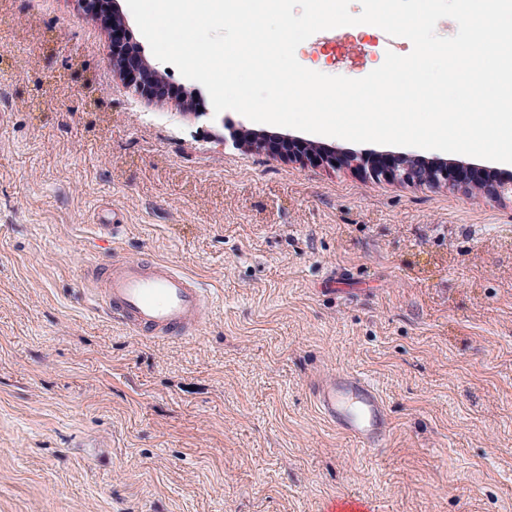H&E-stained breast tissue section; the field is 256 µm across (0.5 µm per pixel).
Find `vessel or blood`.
Returning <instances> with one entry per match:
<instances>
[{
    "label": "vessel or blood",
    "mask_w": 512,
    "mask_h": 512,
    "mask_svg": "<svg viewBox=\"0 0 512 512\" xmlns=\"http://www.w3.org/2000/svg\"><path fill=\"white\" fill-rule=\"evenodd\" d=\"M84 280L95 284L113 320L135 335L183 339L195 334L208 302L204 288L165 262L113 259L107 267L86 265ZM311 395L323 419L358 446L383 448L389 416L378 389L366 378L337 371L313 381Z\"/></svg>",
    "instance_id": "1"
}]
</instances>
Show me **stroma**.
<instances>
[{"label": "stroma", "instance_id": "35a3bbf8", "mask_svg": "<svg viewBox=\"0 0 512 512\" xmlns=\"http://www.w3.org/2000/svg\"><path fill=\"white\" fill-rule=\"evenodd\" d=\"M372 31L306 68L361 78ZM76 0H0V512H512V202L236 148L112 71ZM124 218L108 246L105 211ZM155 258L210 300L146 340L81 271ZM369 378V450L309 393Z\"/></svg>", "mask_w": 512, "mask_h": 512}]
</instances>
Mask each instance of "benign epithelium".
<instances>
[{"mask_svg":"<svg viewBox=\"0 0 512 512\" xmlns=\"http://www.w3.org/2000/svg\"><path fill=\"white\" fill-rule=\"evenodd\" d=\"M84 11L100 20L110 37L109 60L115 72L133 86L136 91L146 96L164 95L163 68L146 55L140 46L130 41L129 27L124 15L118 8V0H78ZM190 105L181 107L180 115L200 119L208 115L196 100V91H185ZM234 142L253 148H265L273 154L285 155L294 161H324L330 165L336 158L325 154H315L316 143L301 142L293 147V140H255L249 133H233ZM401 164L388 169L373 168V175H386L407 183L444 184L452 187L470 188L494 200H512V179L497 182H481L474 175V167L462 161L439 162L431 165L418 163L416 155L406 153L400 156Z\"/></svg>","mask_w":512,"mask_h":512,"instance_id":"obj_1","label":"benign epithelium"}]
</instances>
